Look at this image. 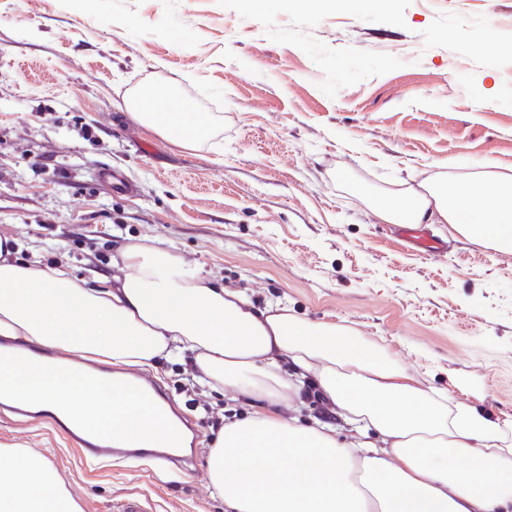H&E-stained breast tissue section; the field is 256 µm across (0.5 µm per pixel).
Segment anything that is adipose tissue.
Here are the masks:
<instances>
[{"mask_svg":"<svg viewBox=\"0 0 512 512\" xmlns=\"http://www.w3.org/2000/svg\"><path fill=\"white\" fill-rule=\"evenodd\" d=\"M132 117L189 147L204 122L177 99L132 102ZM422 189L372 196L388 224H447L512 254V174L486 164L464 174L447 162ZM112 278L66 266L0 261V397L63 420L121 424L144 448L181 443L157 430L143 382L123 389L90 381V364L146 370L190 356L200 383L257 402L225 424L206 461L212 490L231 512H512V426L421 387L353 329L314 324L288 307L257 309L149 243L120 251ZM356 438L285 417L304 384ZM0 512H80L43 456L0 448Z\"/></svg>","mask_w":512,"mask_h":512,"instance_id":"adipose-tissue-1","label":"adipose tissue"}]
</instances>
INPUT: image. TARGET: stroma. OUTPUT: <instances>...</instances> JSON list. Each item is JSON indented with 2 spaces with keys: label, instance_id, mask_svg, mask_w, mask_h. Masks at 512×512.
<instances>
[{
  "label": "stroma",
  "instance_id": "35a3bbf8",
  "mask_svg": "<svg viewBox=\"0 0 512 512\" xmlns=\"http://www.w3.org/2000/svg\"><path fill=\"white\" fill-rule=\"evenodd\" d=\"M498 51L489 54V43ZM208 126L185 148L135 121L142 88ZM512 167V0H0V238L11 260L112 276L142 239L258 308L352 328L424 386L512 425V255L457 236L413 252L367 191L436 161ZM120 170L138 191L112 192ZM188 359L140 377L199 419L207 454L254 405L193 388ZM0 448H29L81 512L128 495L151 512H228L194 474L85 459L45 421L0 409Z\"/></svg>",
  "mask_w": 512,
  "mask_h": 512
}]
</instances>
